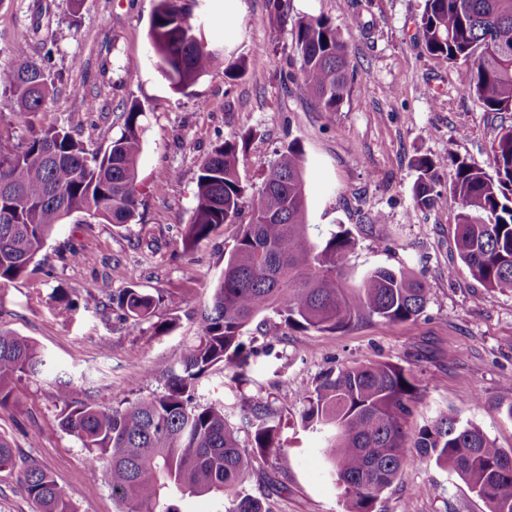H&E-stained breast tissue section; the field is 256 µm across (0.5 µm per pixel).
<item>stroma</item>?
<instances>
[{"label": "stroma", "instance_id": "stroma-1", "mask_svg": "<svg viewBox=\"0 0 512 512\" xmlns=\"http://www.w3.org/2000/svg\"><path fill=\"white\" fill-rule=\"evenodd\" d=\"M154 0H0V69L48 59L56 93L38 119L96 148L119 136L130 101L143 109L137 218L116 227L69 218L56 225L27 274L0 283V331L34 342L50 369L18 382L19 403L0 408V438L18 463L48 471L77 512H119L101 472L63 431L64 401L112 409L165 391L195 338L201 310L234 249L239 225H220L185 248L196 206L199 168L230 136H246L240 178L249 193L290 142L304 152L307 221L325 239L348 229L358 246L349 276L377 267L407 268L424 282L416 320L375 319L338 335L287 328L267 311L246 327L251 356L242 374L223 365L196 382L200 403L226 404L249 442L244 421L255 399L280 422L281 451L252 460L244 484L266 512H345L325 455L326 435L303 429L302 397L328 372L388 362L419 386L406 431L416 435L440 413L479 427L512 451V290L491 293L459 260L457 198L440 183L434 204L416 207L419 157H456L487 166L489 146L512 112L484 111L469 95L472 73L429 55L418 40L424 0H293V17L335 21L350 54L353 91L340 111L324 112L288 77L295 52L273 22L269 0H202L208 40L247 57L230 80L216 63L188 93L171 88L146 58ZM40 25L51 53L19 38ZM95 108H87L86 100ZM174 178L160 179L159 171ZM85 248L83 260L70 252ZM136 288L157 299L152 317L130 327L111 295ZM75 301L65 308L61 293ZM374 512H488L455 473L428 463L407 470Z\"/></svg>", "mask_w": 512, "mask_h": 512}]
</instances>
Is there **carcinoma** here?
Returning a JSON list of instances; mask_svg holds the SVG:
<instances>
[{"instance_id":"cac0c4a2","label":"carcinoma","mask_w":512,"mask_h":512,"mask_svg":"<svg viewBox=\"0 0 512 512\" xmlns=\"http://www.w3.org/2000/svg\"><path fill=\"white\" fill-rule=\"evenodd\" d=\"M269 3L277 23L291 26L302 89L322 111H339L352 93L354 75L336 24L323 17H299L290 24L291 0ZM419 35L428 54L470 67V92L484 111L512 112V0H425ZM149 42L156 71L183 94L224 56L226 78L238 77L246 67L244 56L208 43L188 0H155ZM52 86L42 62L0 69V87L28 114L41 111ZM142 114L140 103L131 102L120 136L92 150L52 124L23 139L0 135V184L9 187L0 192V282L24 276L54 226L73 215L83 223L117 226L136 217ZM246 141L243 135L226 139L202 161L185 247L240 218L246 187L239 166ZM49 147L53 156L46 157ZM488 157L492 175L478 164L452 160L448 189L460 201L459 258L475 279L498 293L512 289L511 125L501 128ZM303 161L300 144L292 142L270 164L201 313L196 339L166 391L112 410L63 401L60 427L80 441L90 466L103 472L122 512H179L167 503L172 488L225 496V512H265L259 498L239 487L250 454L281 448L275 412L267 402H253L246 446L228 420L226 404L203 405L195 398V381L211 367L222 363L236 373L243 368V331L259 314L271 311L290 329L343 334L375 318L413 321L425 308L426 287L407 270L379 267L350 283L346 262L356 243L346 233L324 242L312 237ZM441 167L432 159L417 160V207L433 204ZM112 303L136 327L152 317L156 299L128 288L112 296ZM47 363L30 340L0 332V406L15 403L16 381L40 375ZM417 391L411 372L373 363L329 373L303 398V428L333 432L326 452L346 512H373L403 471L431 461L463 479L489 512H512V459L482 430L442 413L408 441L405 423ZM21 478L36 512H76L72 497L46 471L26 468Z\"/></svg>"}]
</instances>
